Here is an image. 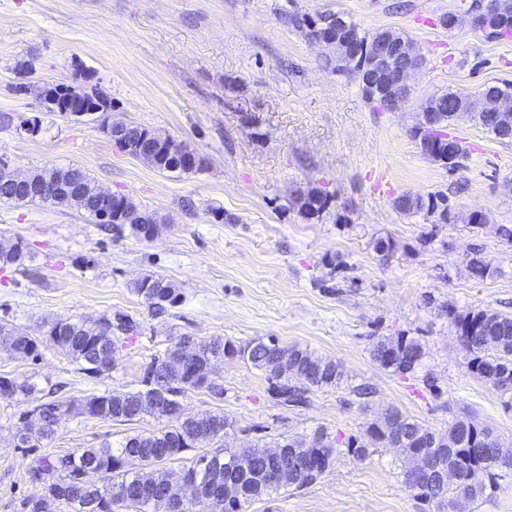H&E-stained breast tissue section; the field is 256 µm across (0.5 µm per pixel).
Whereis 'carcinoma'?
I'll list each match as a JSON object with an SVG mask.
<instances>
[{"label": "carcinoma", "mask_w": 512, "mask_h": 512, "mask_svg": "<svg viewBox=\"0 0 512 512\" xmlns=\"http://www.w3.org/2000/svg\"><path fill=\"white\" fill-rule=\"evenodd\" d=\"M492 3L502 23L490 31V35L512 38V0H492ZM330 18V13L315 17L292 14L288 21L310 39L326 33ZM345 23L363 44L403 37L388 28L364 31L350 18L345 19ZM479 97L484 101V110L476 114L477 121L498 138L496 114L505 107L512 108V87L485 85ZM429 103L443 117L436 137L445 139L451 147L450 154L440 157V163L446 168H456L464 158L465 149L458 139L448 134V127L451 120L466 111L468 98L448 91L433 96ZM138 160L157 170L170 171L171 163L179 157L146 150ZM30 177L47 184L70 179L91 187L87 174L72 167L36 168L30 172ZM10 202H39L52 207L71 205L65 196L45 199L0 185V203ZM294 203L302 212L315 215L326 209L329 200L326 195L309 190L299 193ZM413 204L410 210L403 197L393 201L395 209L404 215L437 212L440 220L448 221V195L441 191L417 195ZM142 219L150 221L154 216L144 214L131 197L118 194L112 224L125 226L132 235L147 241L149 237L142 234V225L138 224ZM143 280L151 282L153 291L158 294V301L148 303L154 314L163 315L179 302L180 294L164 278L149 274ZM108 318V314L93 320L55 318L45 324L40 337L0 321V356L12 358L20 353L36 360L41 356L40 348L51 346L63 351L86 376L101 377L112 372L117 361L111 346L98 343L100 322ZM452 322L465 351L468 371L476 379L492 385L512 404V316L489 310L454 312ZM175 347L176 343L169 344L154 355L147 367V371L157 374L158 390L167 395L163 404L153 410L142 406V402L150 398V392L142 387L121 393L92 394L75 401L57 396L55 384L45 390L31 382L0 375L1 399L31 404L44 415V423L37 431H28L20 421L11 427L13 438L27 448L44 447V442L56 434L58 419L64 415L115 422H132L149 416L163 423L156 431L129 436L116 445L104 442L98 447L76 448L65 454L32 459L27 474L41 486V494L24 500L21 512H47L46 503L51 500L69 508V512H159L165 506V498L178 495L169 465L181 460L185 452L204 448L223 438L226 429L232 426V421L222 412L198 413L185 404L186 395L195 391L215 400L224 399V383L203 371L215 357L241 360L264 372L269 390L284 407H301L313 392L335 388L344 379V369L339 362L296 346H282L273 337L246 343L221 336L200 340L198 350L184 365L181 374L170 370L161 360L163 356H170L172 361L179 362L173 356ZM372 357L382 369L404 376L414 373L420 365L423 347L409 336H383L374 342ZM310 439L313 443L310 448L301 447L302 440L297 438L282 439L276 446L284 449V454L276 460L265 458L257 451L246 454L238 448H217L202 453L182 470L183 483L202 487L231 483L239 488L240 498L227 506L222 497L188 500L179 512H245L246 505L255 500L312 484L331 467L337 440L321 426L313 431ZM396 446L407 459L417 453L426 460L429 474L423 481H411L409 471H404V484L412 496L450 508L458 498L473 501L492 495L498 471L512 468V454L503 453L491 430L475 420L457 417L448 424L447 430L434 431L393 405L383 408L360 437L346 442L347 453L358 461L369 458L376 448ZM88 468L98 471L97 481H83ZM449 472L459 473L462 481L445 480L444 475Z\"/></svg>", "instance_id": "carcinoma-1"}]
</instances>
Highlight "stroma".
I'll return each instance as SVG.
<instances>
[{
  "instance_id": "stroma-1",
  "label": "stroma",
  "mask_w": 512,
  "mask_h": 512,
  "mask_svg": "<svg viewBox=\"0 0 512 512\" xmlns=\"http://www.w3.org/2000/svg\"><path fill=\"white\" fill-rule=\"evenodd\" d=\"M474 0H0V157L21 172L77 167L95 185L132 197L164 225L146 242L106 232L75 207L0 204V244L31 249L25 267L0 269V320L41 336L56 317L125 314L140 324L112 373L90 378L64 353L0 358V374L63 397L137 388L152 357L176 336L240 342L276 337L283 345L340 362L341 388L284 408L264 373L237 360L216 368L224 398L189 394L198 412L223 411L234 428L222 444L247 448L324 426L332 438L361 435L382 406L394 405L443 431L456 417L489 427L512 449V404L466 367L452 313L512 315V142L470 115L448 128L467 155L458 170L423 156L411 130L438 94L475 93L512 83V38L466 19ZM332 11L371 31L406 34L425 58L401 109L376 112L355 78L327 67L330 52L288 25V14ZM461 15L454 30L440 26ZM37 87L90 83L112 101L113 120L133 122L190 145L205 160L194 173L160 172L123 153L91 116L37 108L18 94L20 63ZM37 119L39 131L21 130ZM326 193L317 216L294 205L302 191ZM447 194V223L405 215L396 196ZM480 214L484 223H472ZM489 261L479 278L473 259ZM181 294L154 316L133 293L150 273ZM417 338L424 356L407 377L371 356L381 336ZM368 389L367 398L357 389ZM27 404L0 399V512H20L40 489L28 481L33 451L10 429ZM150 417L112 422L61 419L42 452L63 454L157 430ZM246 512H448L416 500L396 453L354 460L338 449L315 483L253 502Z\"/></svg>"
}]
</instances>
